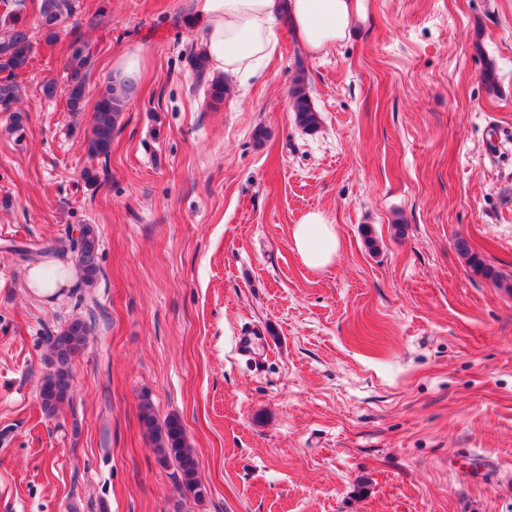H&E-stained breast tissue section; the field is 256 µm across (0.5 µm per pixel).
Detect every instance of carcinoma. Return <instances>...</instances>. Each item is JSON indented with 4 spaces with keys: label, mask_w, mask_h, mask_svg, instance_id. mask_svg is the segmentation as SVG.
Masks as SVG:
<instances>
[{
    "label": "carcinoma",
    "mask_w": 512,
    "mask_h": 512,
    "mask_svg": "<svg viewBox=\"0 0 512 512\" xmlns=\"http://www.w3.org/2000/svg\"><path fill=\"white\" fill-rule=\"evenodd\" d=\"M25 7V0H17L0 12V73L5 74L4 80L0 82V112L12 113L10 132L13 134L24 131L23 116L13 111L18 91L14 78L27 69L31 59V34L23 18ZM37 9L39 27L44 32L45 39L51 42L57 36L55 27L72 13L73 3L72 0H40ZM95 58L92 45L79 36L67 48L63 92L71 112H80L84 108ZM136 93L137 85L133 82L119 87L112 84L105 86L95 103L90 135L87 138V152L91 157H109L119 118ZM291 105L300 126L311 130L318 126V112L311 103L304 80L300 77L295 80L291 91ZM456 248L485 277L495 283L501 282L497 272L470 252L466 240L457 239ZM98 249L99 240L95 227L91 224L84 225L76 241L75 263L81 271L83 284L88 288L96 284L101 271ZM87 335V324L76 318L59 333L49 337L47 358L52 370L44 376L38 391L41 409L48 417L57 415L70 402V364L73 357L85 348ZM139 409L141 424L157 448L160 461H174L178 487L197 498L202 496L197 454L189 445L180 420L170 417L163 423H158L152 402L147 398L142 399Z\"/></svg>",
    "instance_id": "cac0c4a2"
}]
</instances>
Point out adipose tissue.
Wrapping results in <instances>:
<instances>
[{
	"label": "adipose tissue",
	"instance_id": "adipose-tissue-1",
	"mask_svg": "<svg viewBox=\"0 0 512 512\" xmlns=\"http://www.w3.org/2000/svg\"><path fill=\"white\" fill-rule=\"evenodd\" d=\"M202 35L195 49L214 76H249L262 70L276 51L277 33L288 26L309 52L320 53L348 36L365 12L363 0H194ZM292 242L306 267L327 269L340 247L334 224L310 211L292 229ZM75 271L48 261L29 267L27 288L53 296L67 288Z\"/></svg>",
	"mask_w": 512,
	"mask_h": 512
}]
</instances>
